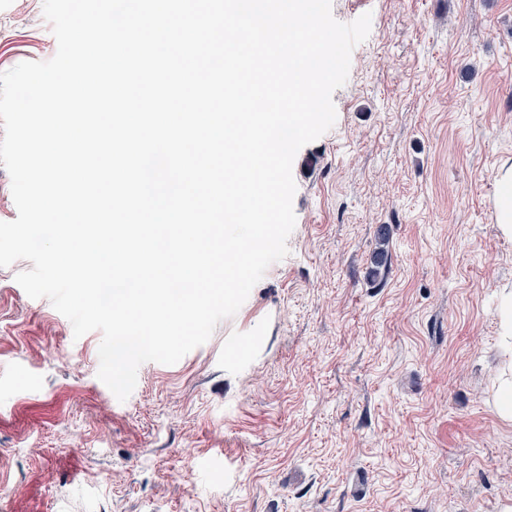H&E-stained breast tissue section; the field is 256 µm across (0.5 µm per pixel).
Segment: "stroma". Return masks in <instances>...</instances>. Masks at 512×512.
I'll use <instances>...</instances> for the list:
<instances>
[{
	"instance_id": "35a3bbf8",
	"label": "stroma",
	"mask_w": 512,
	"mask_h": 512,
	"mask_svg": "<svg viewBox=\"0 0 512 512\" xmlns=\"http://www.w3.org/2000/svg\"><path fill=\"white\" fill-rule=\"evenodd\" d=\"M43 0H0V72L46 61ZM371 13L334 126L293 163L296 225L237 314L126 401L0 267V512H501L496 386L512 237V0Z\"/></svg>"
}]
</instances>
